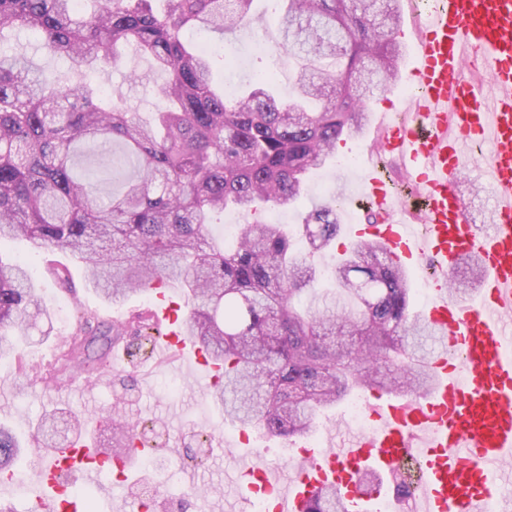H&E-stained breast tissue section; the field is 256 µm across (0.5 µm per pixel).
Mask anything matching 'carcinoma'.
<instances>
[{
	"mask_svg": "<svg viewBox=\"0 0 512 512\" xmlns=\"http://www.w3.org/2000/svg\"><path fill=\"white\" fill-rule=\"evenodd\" d=\"M96 2L84 12L78 0H0V43L7 31L34 30L41 49L79 75L62 84L24 56H0V244L22 238L69 252L114 303L177 283L189 307L185 335L221 365L213 394L244 431L301 437L356 390L422 392L432 338L411 315L408 274L380 246L359 242L336 264L334 287H318L315 257L339 231L332 208L305 217L304 253L281 225L265 222L242 225L231 246L209 241L214 213L300 201L337 141L359 136L365 110L399 78L401 0H279L274 47L294 66L286 101L268 74L226 97L213 86L212 54L196 40L266 29L253 0ZM125 46L168 75L150 120L107 101L89 79L116 65ZM87 147L112 157V192L75 172ZM461 267L470 281L454 279L460 293L478 278L475 259ZM305 291L311 299L299 307ZM41 310L26 265L0 260V354ZM131 331L104 323L73 338L63 356L96 377ZM109 421L112 456L121 459L136 429ZM20 453L0 423V476H23ZM307 512L346 510L326 489Z\"/></svg>",
	"mask_w": 512,
	"mask_h": 512,
	"instance_id": "1",
	"label": "carcinoma"
}]
</instances>
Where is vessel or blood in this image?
Returning a JSON list of instances; mask_svg holds the SVG:
<instances>
[{
	"instance_id": "obj_1",
	"label": "vessel or blood",
	"mask_w": 512,
	"mask_h": 512,
	"mask_svg": "<svg viewBox=\"0 0 512 512\" xmlns=\"http://www.w3.org/2000/svg\"><path fill=\"white\" fill-rule=\"evenodd\" d=\"M414 57L415 118L391 127L385 147L423 192L424 226L400 219L391 189L370 171L360 192L377 219L352 224L349 234L381 243L405 272L427 267L436 276L437 288L420 312L438 338L431 385L416 396L372 404L379 425L374 434H348L335 451L321 455L300 448L303 463L288 483L276 471L260 469L259 482L245 490L277 489L276 512H305L324 487L360 512H372L371 496L357 489L360 475L372 470L392 476L407 456L422 465L418 512H485L495 495L496 468L512 458V0H434ZM474 58L489 75V94L460 76ZM473 141L490 148L486 173L496 222L488 232L471 224L456 189ZM467 255L478 258L484 272L473 302L448 289ZM156 304L167 327L165 349L188 352L194 367L213 375L214 365L183 334L179 304L164 292ZM111 463V452L92 438L43 451L38 465L44 492L37 498L43 512H79L70 475L95 483Z\"/></svg>"
}]
</instances>
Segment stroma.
Listing matches in <instances>:
<instances>
[{
	"label": "stroma",
	"mask_w": 512,
	"mask_h": 512,
	"mask_svg": "<svg viewBox=\"0 0 512 512\" xmlns=\"http://www.w3.org/2000/svg\"><path fill=\"white\" fill-rule=\"evenodd\" d=\"M270 36H257L244 30L225 35L222 47L235 55L239 74L233 83H226L224 67H217L215 77L223 82L225 94L232 95L244 88L254 72L270 67L277 70L281 93L292 89L290 66L278 64L270 48ZM138 80L126 78L125 67L112 69L109 75H96L108 99L122 102L129 111L148 118L154 101L155 85L166 75L154 70L149 61L136 59ZM409 72H402L396 84L378 96L371 104V122L363 135L338 143L336 157L329 165L314 173L306 199L299 204L278 207L259 206L254 216L259 221L279 220L295 227L312 207L324 204L335 195L338 187L354 189L364 168L377 166L391 181L395 195L407 213L417 209L416 190L402 177L398 163L384 151L375 123L386 119L394 124L410 119L413 97ZM457 188L464 198L471 219L480 228H487V217L493 197L485 176V163L472 158L465 176ZM0 257L7 261L25 262L49 312L48 318H37L30 330L33 347L27 348V359L33 369L17 370L12 356L0 357V422H8L24 444L18 465L29 474L37 472V458L44 448V438L37 427L44 413L58 408L73 410L79 416L97 423L103 447L112 445V429L101 423L104 415L122 411L131 422L153 424L165 430L168 448L146 449L130 466L131 498L122 500L107 491L113 479L103 473L99 482L90 484L89 491L107 512H137L135 496L143 485L162 487L157 498L156 512H249L248 501L232 477L254 462L261 460L268 468L291 472L298 452L297 444L286 439H271L252 432L248 441L238 438L239 426L225 420L221 407L209 394V383L188 366L179 354H165L157 344H148L143 356L131 358V340L117 343V360L96 379L77 378L75 372H61L58 360L63 342L79 334L83 321L95 317L101 321L135 320L144 311L155 309L153 294H134L123 302L105 301L85 277L82 264L70 254L54 250L34 252L23 239L0 245ZM65 265L77 283L69 294L46 273L48 261ZM57 375L54 386L42 381L43 375ZM203 431L211 447L198 465L175 456L174 451L192 443L193 434Z\"/></svg>",
	"instance_id": "1"
}]
</instances>
